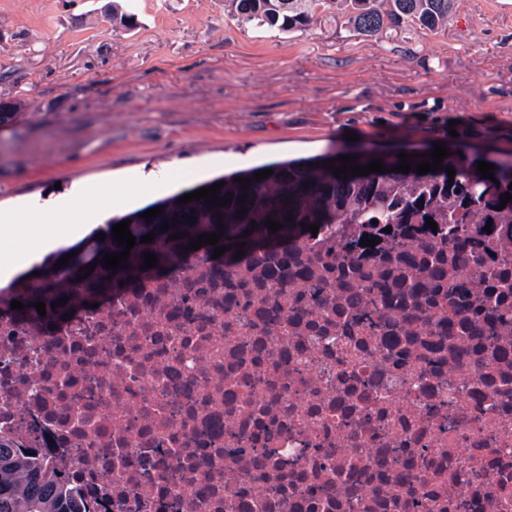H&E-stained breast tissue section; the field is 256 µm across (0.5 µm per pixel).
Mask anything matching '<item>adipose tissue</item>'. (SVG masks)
<instances>
[{
    "label": "adipose tissue",
    "mask_w": 512,
    "mask_h": 512,
    "mask_svg": "<svg viewBox=\"0 0 512 512\" xmlns=\"http://www.w3.org/2000/svg\"><path fill=\"white\" fill-rule=\"evenodd\" d=\"M74 201L70 198L56 199L45 206L25 205L17 209L0 210V230L5 231L11 244L10 250L0 252V286L8 285L14 278L17 264L30 255L46 256L61 245L84 236L88 226L96 218L104 216L106 206H98L85 222L73 220ZM53 214L56 225L45 235H33L28 227L41 223L46 214Z\"/></svg>",
    "instance_id": "1"
}]
</instances>
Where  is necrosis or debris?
Segmentation results:
<instances>
[{"mask_svg":"<svg viewBox=\"0 0 512 512\" xmlns=\"http://www.w3.org/2000/svg\"><path fill=\"white\" fill-rule=\"evenodd\" d=\"M336 244L234 274L200 261L45 335L0 315V442L84 512H512V323L449 317L371 262L351 309ZM269 451L263 472L252 449Z\"/></svg>","mask_w":512,"mask_h":512,"instance_id":"necrosis-or-debris-1","label":"necrosis or debris"}]
</instances>
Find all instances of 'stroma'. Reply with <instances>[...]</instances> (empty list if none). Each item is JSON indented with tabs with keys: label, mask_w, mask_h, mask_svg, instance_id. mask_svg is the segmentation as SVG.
<instances>
[{
	"label": "stroma",
	"mask_w": 512,
	"mask_h": 512,
	"mask_svg": "<svg viewBox=\"0 0 512 512\" xmlns=\"http://www.w3.org/2000/svg\"><path fill=\"white\" fill-rule=\"evenodd\" d=\"M0 0V100L27 108L0 130V208L98 184L121 216L226 173L306 159L346 131L381 149L512 146V0H457L448 24L363 38L319 9L307 31L238 22L224 0Z\"/></svg>",
	"instance_id": "35a3bbf8"
}]
</instances>
